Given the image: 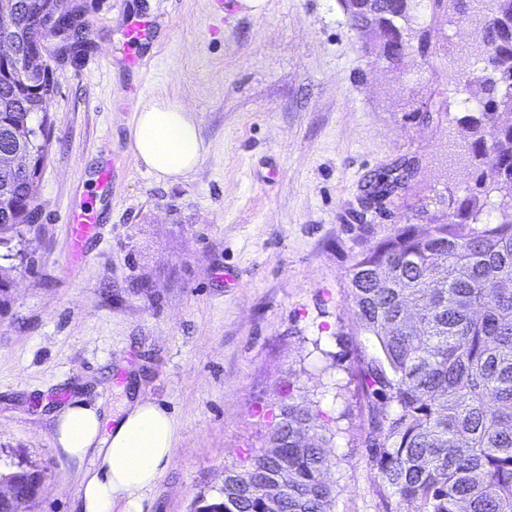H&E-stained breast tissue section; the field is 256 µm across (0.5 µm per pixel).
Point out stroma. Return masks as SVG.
<instances>
[{
	"instance_id": "35a3bbf8",
	"label": "stroma",
	"mask_w": 512,
	"mask_h": 512,
	"mask_svg": "<svg viewBox=\"0 0 512 512\" xmlns=\"http://www.w3.org/2000/svg\"><path fill=\"white\" fill-rule=\"evenodd\" d=\"M73 4L87 42L45 56L48 158L0 301V468L42 470L32 512H75L80 475L54 446L57 392L111 414L147 398L178 424L149 512H193L267 449L294 400L333 432L334 512H385L356 378L373 341L355 332L348 270L471 183L455 84L475 66L471 27L419 0L430 52L391 71L364 54L338 0ZM142 12L156 23L143 71L123 39ZM153 97L198 118L208 151L187 177L156 181L129 148ZM109 161L103 241L70 267L64 217ZM401 165L409 181L365 207L375 174Z\"/></svg>"
}]
</instances>
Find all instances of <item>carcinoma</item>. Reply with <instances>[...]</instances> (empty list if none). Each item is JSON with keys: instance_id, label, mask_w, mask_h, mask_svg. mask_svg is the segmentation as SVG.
<instances>
[{"instance_id": "cac0c4a2", "label": "carcinoma", "mask_w": 512, "mask_h": 512, "mask_svg": "<svg viewBox=\"0 0 512 512\" xmlns=\"http://www.w3.org/2000/svg\"><path fill=\"white\" fill-rule=\"evenodd\" d=\"M0 37L14 57L0 59V246L22 235L36 202L48 135L26 145L19 128L47 126L50 81L37 19L75 12L71 0H11ZM454 0L458 20L473 27L479 67L456 79L472 108L458 119L469 133L465 155L477 172L465 194H448V210L426 228L398 226L361 251L349 269L357 329L373 338L357 378L367 408L370 461L386 509L410 512H512V0ZM411 0H373L349 20L387 44L430 47L409 19ZM35 62L38 78L17 77ZM27 148L35 164L11 162ZM400 175L370 186L392 195ZM499 220H484L492 195ZM253 457L247 474L224 475L220 496L197 512H334L336 490L323 474L332 461L320 414L290 402ZM321 431L310 444L305 432Z\"/></svg>"}]
</instances>
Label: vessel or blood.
Returning a JSON list of instances; mask_svg holds the SVG:
<instances>
[{
	"mask_svg": "<svg viewBox=\"0 0 512 512\" xmlns=\"http://www.w3.org/2000/svg\"><path fill=\"white\" fill-rule=\"evenodd\" d=\"M150 21L139 16L128 18L124 30V48L128 63L137 68L146 67L148 58L144 57L140 48L149 36ZM110 166H102L98 172L96 188L86 193L76 208L70 209L65 215L69 226L68 254L70 258L88 257L94 247L102 241L97 209V192L107 187L112 179Z\"/></svg>",
	"mask_w": 512,
	"mask_h": 512,
	"instance_id": "b4317fda",
	"label": "vessel or blood"
}]
</instances>
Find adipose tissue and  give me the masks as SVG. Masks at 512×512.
<instances>
[{
	"label": "adipose tissue",
	"mask_w": 512,
	"mask_h": 512,
	"mask_svg": "<svg viewBox=\"0 0 512 512\" xmlns=\"http://www.w3.org/2000/svg\"><path fill=\"white\" fill-rule=\"evenodd\" d=\"M130 146L159 181L193 172L207 151L195 114L159 98L140 105ZM122 413L111 431L98 407L82 401L55 419L56 449L80 473L77 512H113L119 499L124 512H143L170 462L177 433L174 417L145 399L124 405Z\"/></svg>",
	"instance_id": "ef3b65f1"
}]
</instances>
